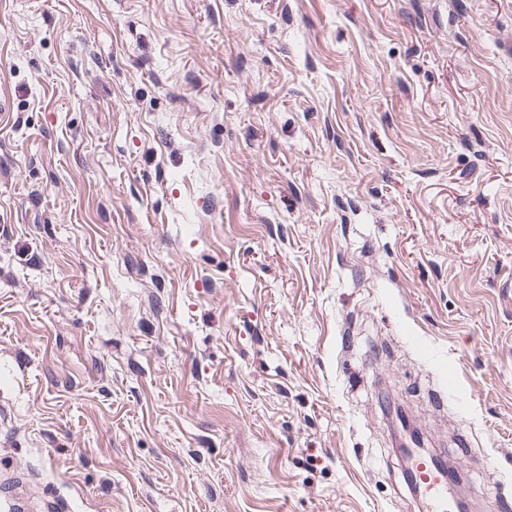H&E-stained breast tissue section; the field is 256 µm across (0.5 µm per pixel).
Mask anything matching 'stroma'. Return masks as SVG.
<instances>
[{"label": "stroma", "mask_w": 512, "mask_h": 512, "mask_svg": "<svg viewBox=\"0 0 512 512\" xmlns=\"http://www.w3.org/2000/svg\"><path fill=\"white\" fill-rule=\"evenodd\" d=\"M0 474L68 512L512 506V0H0ZM463 470L462 465L457 463L455 473L449 475L430 459L426 460L420 455L411 457L410 477L419 488L416 495L421 500L425 512H453L448 503V487L456 486L455 477Z\"/></svg>", "instance_id": "1"}]
</instances>
